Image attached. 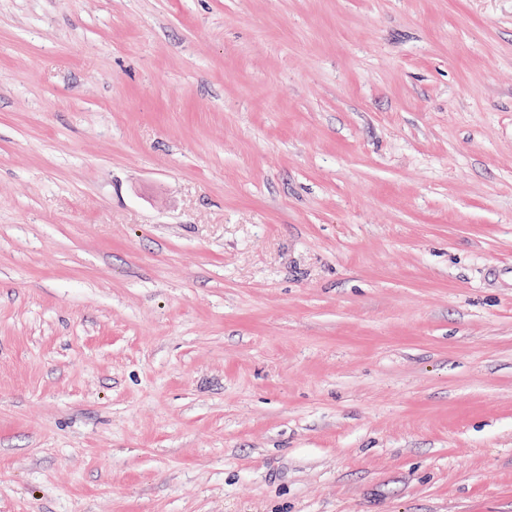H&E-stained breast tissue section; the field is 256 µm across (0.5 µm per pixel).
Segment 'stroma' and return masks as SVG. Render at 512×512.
Returning a JSON list of instances; mask_svg holds the SVG:
<instances>
[{
	"instance_id": "stroma-1",
	"label": "stroma",
	"mask_w": 512,
	"mask_h": 512,
	"mask_svg": "<svg viewBox=\"0 0 512 512\" xmlns=\"http://www.w3.org/2000/svg\"><path fill=\"white\" fill-rule=\"evenodd\" d=\"M0 512H512V0H0Z\"/></svg>"
}]
</instances>
